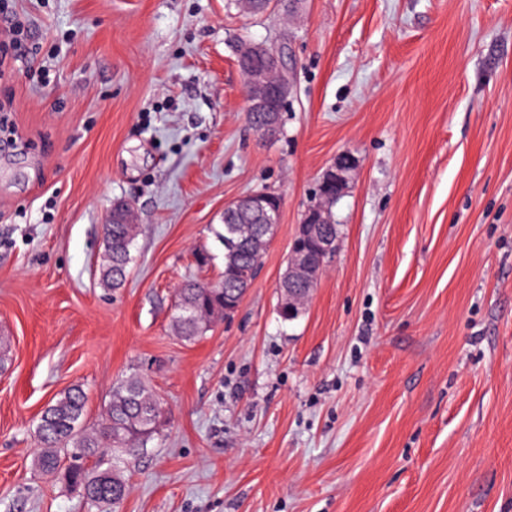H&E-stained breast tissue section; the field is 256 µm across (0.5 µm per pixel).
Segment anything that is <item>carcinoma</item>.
I'll return each mask as SVG.
<instances>
[{"label": "carcinoma", "instance_id": "obj_1", "mask_svg": "<svg viewBox=\"0 0 512 512\" xmlns=\"http://www.w3.org/2000/svg\"><path fill=\"white\" fill-rule=\"evenodd\" d=\"M336 201V189H317L314 205L330 212ZM112 218L114 223L104 228L100 284L115 289L125 283L137 225L128 222L130 214L120 206L113 210ZM220 239L224 269L216 287L189 278L177 289V301L189 313L174 314L172 323L188 341L201 336L207 322L224 316V303L234 304L244 295L250 284L244 272L260 265L270 243L257 214L247 208L224 212ZM84 408L85 392L79 386L47 406L35 430L41 448L37 463L43 472L82 490L92 505L116 510L129 492L125 461L147 451L166 420V412L152 388L134 377L112 388L99 423L90 430L82 426ZM91 460L94 465H87Z\"/></svg>", "mask_w": 512, "mask_h": 512}]
</instances>
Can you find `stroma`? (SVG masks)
Masks as SVG:
<instances>
[{"mask_svg": "<svg viewBox=\"0 0 512 512\" xmlns=\"http://www.w3.org/2000/svg\"><path fill=\"white\" fill-rule=\"evenodd\" d=\"M0 512H97L36 465L72 386L96 421L136 376L168 421L119 512H512V0H5ZM286 44L283 133L246 121L236 46ZM355 161L300 316L278 284L317 179ZM277 236L239 310L187 341L175 291L224 267V205ZM133 202L123 288L103 226ZM212 260L198 266L196 252ZM11 26L9 27V33L12 35L9 41L1 40L0 41V79L4 77L8 73L9 69V59H11V49H15L18 46L20 47L22 41L25 38V33L27 32V28L19 21L12 20ZM26 36L28 34L26 33ZM248 200L250 201V206L252 208L258 209L263 216L264 223L263 224H275L277 228V224H279L280 220V211H281V202L272 201L268 202L266 198L258 196L257 194H250L241 199H236L234 201L229 202L225 205L224 209H232L233 206H238L239 201ZM268 206V207H267Z\"/></svg>", "mask_w": 512, "mask_h": 512, "instance_id": "stroma-1", "label": "stroma"}]
</instances>
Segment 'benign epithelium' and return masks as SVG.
I'll use <instances>...</instances> for the list:
<instances>
[{
  "mask_svg": "<svg viewBox=\"0 0 512 512\" xmlns=\"http://www.w3.org/2000/svg\"><path fill=\"white\" fill-rule=\"evenodd\" d=\"M237 61L245 74L244 96L246 113L282 112L292 91V83L275 80V76L286 70L284 52L263 42L243 40L237 49ZM336 174V196H342L349 188L354 162L348 156H342L333 165ZM250 206L258 209L266 224H279L281 202L267 201L256 194L246 196ZM324 220L317 210L310 211L299 224L293 240L288 260V301L281 302L279 311H288V317L298 313L303 298L293 289L300 282L307 292L315 288L325 260L335 252L332 242L325 240L314 254L308 245L316 235L317 225Z\"/></svg>",
  "mask_w": 512,
  "mask_h": 512,
  "instance_id": "benign-epithelium-1",
  "label": "benign epithelium"
}]
</instances>
